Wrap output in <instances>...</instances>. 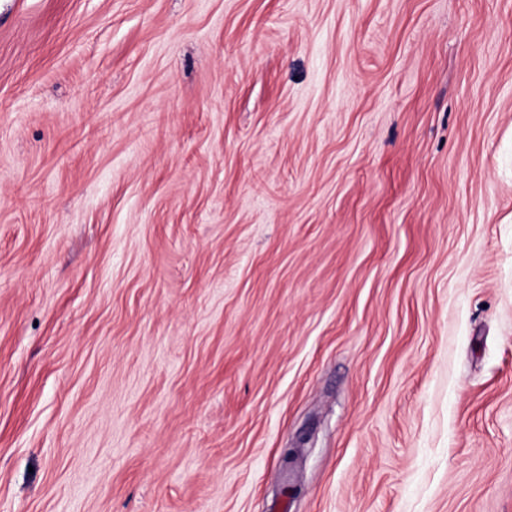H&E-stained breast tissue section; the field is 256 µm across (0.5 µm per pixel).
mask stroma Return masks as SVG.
I'll use <instances>...</instances> for the list:
<instances>
[{
  "instance_id": "1",
  "label": "stroma",
  "mask_w": 512,
  "mask_h": 512,
  "mask_svg": "<svg viewBox=\"0 0 512 512\" xmlns=\"http://www.w3.org/2000/svg\"><path fill=\"white\" fill-rule=\"evenodd\" d=\"M0 512H512V0H0Z\"/></svg>"
}]
</instances>
